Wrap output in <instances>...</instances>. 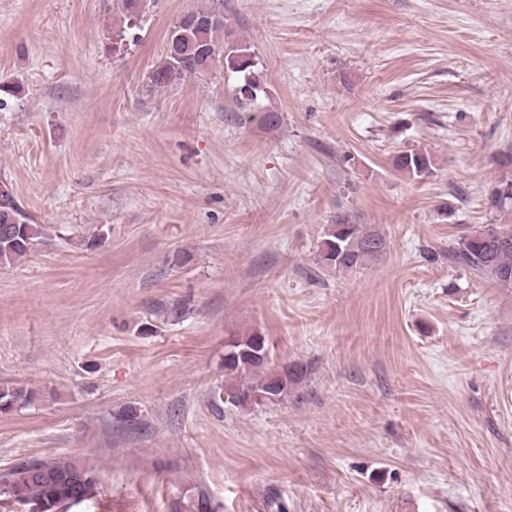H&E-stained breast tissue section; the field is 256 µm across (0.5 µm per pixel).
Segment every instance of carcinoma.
<instances>
[{"label": "carcinoma", "instance_id": "1", "mask_svg": "<svg viewBox=\"0 0 512 512\" xmlns=\"http://www.w3.org/2000/svg\"><path fill=\"white\" fill-rule=\"evenodd\" d=\"M200 20L193 28L174 27L168 33L167 43L174 42L177 31L184 32L179 39L180 51L166 50L150 77V86L160 88L177 85L185 78L203 73V63L214 67L224 64L242 80L235 89V101L240 112H250L262 91L259 77L253 71L252 55L248 47L235 41H224L226 34L224 14L218 10L191 11ZM393 167L415 179L431 176L435 170L434 157L422 150H409L396 155ZM491 201L497 207L512 204V181L494 188ZM40 233L39 226L28 222L14 196L12 187L0 182V265L10 264L29 253ZM387 241L378 232L362 224L345 219L328 225L321 243L322 263L336 270H353L370 261L383 258ZM454 258L481 276L512 285V224L497 228V234L484 238L474 232L462 238ZM262 340L270 348L269 338L258 330L237 334L228 339V345L239 351ZM307 370L288 368L282 374L260 362L243 360L224 361V391L233 394L226 401L236 409L277 404L288 399L306 379ZM33 393L23 387L0 386V413H8L28 405ZM99 493L96 471L69 456L27 457L0 471V496L22 506H37L41 512H66L71 506H84L94 501ZM172 512H213L208 494L200 490L188 501L177 500Z\"/></svg>", "mask_w": 512, "mask_h": 512}]
</instances>
